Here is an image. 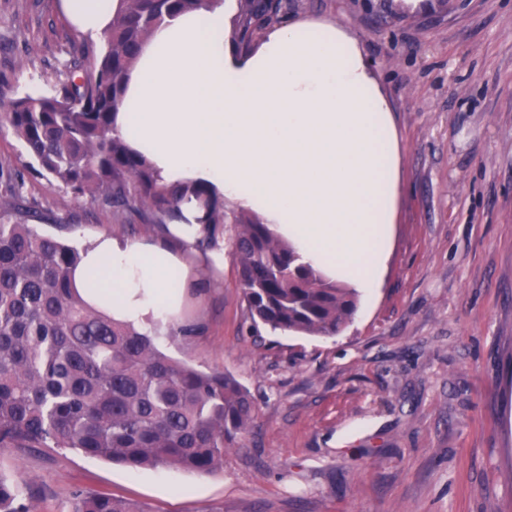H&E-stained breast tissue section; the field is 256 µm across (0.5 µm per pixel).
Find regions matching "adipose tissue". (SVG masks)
Masks as SVG:
<instances>
[{"instance_id":"ef3b65f1","label":"adipose tissue","mask_w":512,"mask_h":512,"mask_svg":"<svg viewBox=\"0 0 512 512\" xmlns=\"http://www.w3.org/2000/svg\"><path fill=\"white\" fill-rule=\"evenodd\" d=\"M103 36L118 0H61ZM115 126L165 183H200L275 226L312 266L364 292L386 262L400 149L388 103L357 42L335 23L272 30L252 56L224 38V10L157 28L131 70ZM112 290L83 297L143 329L167 325L189 277L171 252L100 235L75 273Z\"/></svg>"}]
</instances>
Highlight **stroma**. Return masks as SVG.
Returning a JSON list of instances; mask_svg holds the SVG:
<instances>
[{
  "label": "stroma",
  "mask_w": 512,
  "mask_h": 512,
  "mask_svg": "<svg viewBox=\"0 0 512 512\" xmlns=\"http://www.w3.org/2000/svg\"><path fill=\"white\" fill-rule=\"evenodd\" d=\"M61 0H0V78L19 97L55 85L75 31ZM289 21H333L387 99L401 178L379 288L333 337L255 330L238 265L195 275L170 357L232 375L257 417L224 470H133L71 450L0 451V476L67 512L109 491L142 512H512V0H288ZM73 217L80 248L109 233L169 251L152 225L27 178Z\"/></svg>",
  "instance_id": "stroma-1"
}]
</instances>
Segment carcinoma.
I'll list each match as a JSON object with an SVG mask.
<instances>
[{"mask_svg": "<svg viewBox=\"0 0 512 512\" xmlns=\"http://www.w3.org/2000/svg\"><path fill=\"white\" fill-rule=\"evenodd\" d=\"M223 0H119L100 55L84 67L75 46L68 74L50 89L13 97L0 84V118L23 141L38 175L77 197L130 213L168 233L199 210L217 245L231 246L252 322L273 331L335 336L353 320L357 293L324 277L269 225L236 211L201 184L164 185L149 160L114 128L112 114L142 44L180 13ZM288 14V0H236L228 38L248 55ZM20 171L0 167V450L60 448L131 469L171 467L212 474L248 433L256 404L233 376L205 372L156 347L155 336L89 306L73 282L80 253L40 223L70 219L29 200ZM24 483L0 478V512H32ZM67 512H141L110 492L75 494Z\"/></svg>", "mask_w": 512, "mask_h": 512, "instance_id": "obj_1", "label": "carcinoma"}]
</instances>
